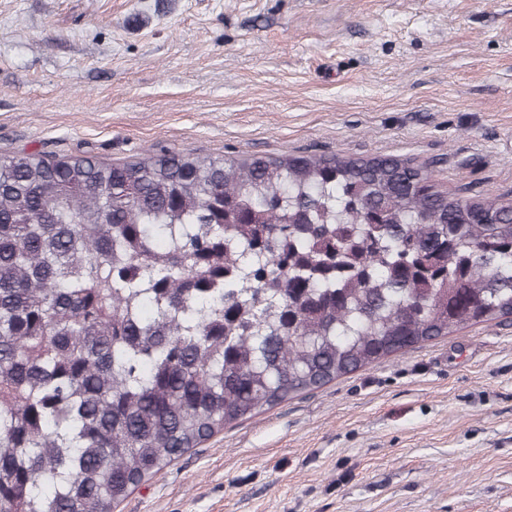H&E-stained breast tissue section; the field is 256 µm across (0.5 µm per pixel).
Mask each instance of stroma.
Wrapping results in <instances>:
<instances>
[{
    "label": "stroma",
    "mask_w": 512,
    "mask_h": 512,
    "mask_svg": "<svg viewBox=\"0 0 512 512\" xmlns=\"http://www.w3.org/2000/svg\"><path fill=\"white\" fill-rule=\"evenodd\" d=\"M398 157L512 200V0H0V157ZM114 512H512V317L232 424Z\"/></svg>",
    "instance_id": "35a3bbf8"
}]
</instances>
